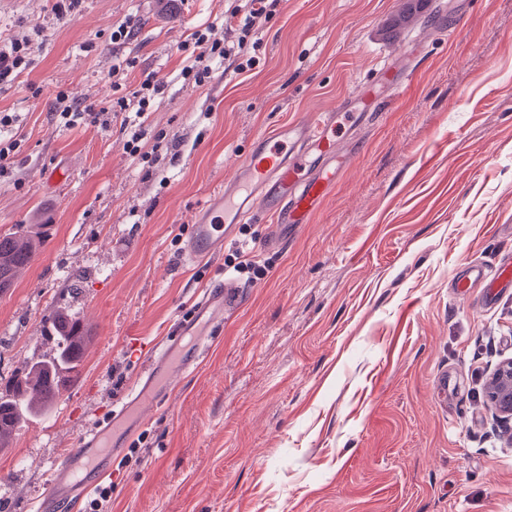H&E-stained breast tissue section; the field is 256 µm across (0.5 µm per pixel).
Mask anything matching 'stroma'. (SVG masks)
Listing matches in <instances>:
<instances>
[{"label":"stroma","instance_id":"stroma-1","mask_svg":"<svg viewBox=\"0 0 512 512\" xmlns=\"http://www.w3.org/2000/svg\"><path fill=\"white\" fill-rule=\"evenodd\" d=\"M280 0L255 25L259 60L179 84L184 44L224 27L233 0H0V43L34 62L0 93L20 148L0 177V234L35 231L36 260L0 294V396L55 351L59 312L85 325L56 397L0 445V512H32L50 466L135 385L141 346L175 333L204 291L239 294L198 366L112 459V512H512V422L487 379L512 358V288L457 283L512 256V0ZM133 20V36L110 40ZM425 45L414 60L405 49ZM125 68L113 72L112 67ZM391 62L413 80L311 224L280 247L268 219L240 225L184 268L192 215L255 138L334 107ZM166 83L130 153L123 113L64 126L55 94L109 109L146 75ZM255 239L266 267H230Z\"/></svg>","mask_w":512,"mask_h":512}]
</instances>
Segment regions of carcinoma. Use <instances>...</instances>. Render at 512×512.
Listing matches in <instances>:
<instances>
[{
  "mask_svg": "<svg viewBox=\"0 0 512 512\" xmlns=\"http://www.w3.org/2000/svg\"><path fill=\"white\" fill-rule=\"evenodd\" d=\"M39 247V241L32 236L0 235V292L13 287L18 271L35 260ZM54 331L58 345L57 357L30 366L20 396L32 390L41 395V401L49 400L58 391L55 381L58 366L73 362L84 350L80 341L82 326L77 319L58 316L54 322ZM15 423V404L1 400L0 443L12 433Z\"/></svg>",
  "mask_w": 512,
  "mask_h": 512,
  "instance_id": "carcinoma-1",
  "label": "carcinoma"
}]
</instances>
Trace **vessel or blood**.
<instances>
[{"label": "vessel or blood", "instance_id": "b4317fda", "mask_svg": "<svg viewBox=\"0 0 512 512\" xmlns=\"http://www.w3.org/2000/svg\"><path fill=\"white\" fill-rule=\"evenodd\" d=\"M411 79L408 69L382 65L370 83L357 94L337 100L331 110L258 137L252 153L236 163L233 178L213 189L195 211L194 233L183 253V265L211 257L238 225L261 215L270 218L277 232L310 223L334 190L339 171L352 161L355 131L375 112L398 101ZM342 116L348 117L349 130L340 134L336 126ZM476 275L489 289L511 287L512 263L492 270L480 267ZM233 302L230 284L208 290L193 314L180 321L175 336L151 345L143 355L144 370L138 383L114 401L110 424L82 433L76 447L53 467L50 484L35 512L77 507L90 476L106 473L104 463L116 452L112 436L130 433L142 422L145 407L162 404L170 396L176 376L190 368V361L177 355L183 340L191 339L195 353H202L211 336L222 329L224 314Z\"/></svg>", "mask_w": 512, "mask_h": 512}]
</instances>
